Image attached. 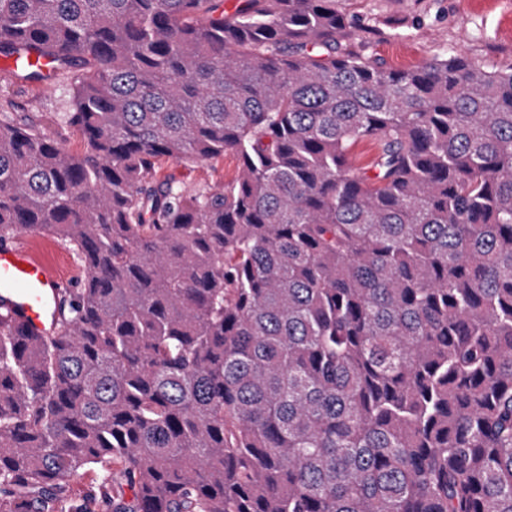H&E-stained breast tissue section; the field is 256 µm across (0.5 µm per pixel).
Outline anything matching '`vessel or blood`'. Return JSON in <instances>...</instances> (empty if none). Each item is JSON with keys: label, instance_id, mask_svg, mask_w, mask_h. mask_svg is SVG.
<instances>
[{"label": "vessel or blood", "instance_id": "1", "mask_svg": "<svg viewBox=\"0 0 512 512\" xmlns=\"http://www.w3.org/2000/svg\"><path fill=\"white\" fill-rule=\"evenodd\" d=\"M62 286V280L30 248H0V307L30 331L48 335L56 330Z\"/></svg>", "mask_w": 512, "mask_h": 512}]
</instances>
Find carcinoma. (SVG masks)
Segmentation results:
<instances>
[{
	"mask_svg": "<svg viewBox=\"0 0 512 512\" xmlns=\"http://www.w3.org/2000/svg\"><path fill=\"white\" fill-rule=\"evenodd\" d=\"M336 0H0L72 151L0 112V244L69 242L51 336L0 313V512H512V62L364 56ZM370 139L367 168L350 162ZM233 155L192 192L163 159Z\"/></svg>",
	"mask_w": 512,
	"mask_h": 512,
	"instance_id": "obj_1",
	"label": "carcinoma"
}]
</instances>
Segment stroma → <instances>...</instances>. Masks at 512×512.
<instances>
[{"instance_id":"1","label":"stroma","mask_w":512,"mask_h":512,"mask_svg":"<svg viewBox=\"0 0 512 512\" xmlns=\"http://www.w3.org/2000/svg\"><path fill=\"white\" fill-rule=\"evenodd\" d=\"M336 7L367 42V56L395 68H412L450 51L489 66L512 61V0H336ZM0 107L15 112L19 120L37 123L45 136L66 148L79 149L78 135L53 118L69 107L64 83L54 82L44 92L0 66ZM236 166L228 154L193 166L167 159L160 172L191 191L228 182ZM22 237L37 244L58 277L70 287L79 286L84 267L71 245L42 232L26 231Z\"/></svg>"}]
</instances>
